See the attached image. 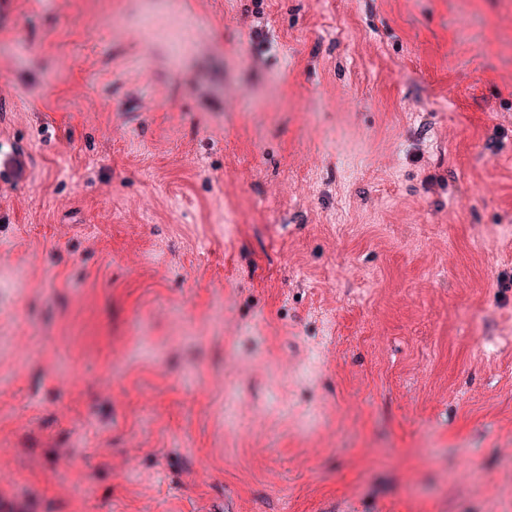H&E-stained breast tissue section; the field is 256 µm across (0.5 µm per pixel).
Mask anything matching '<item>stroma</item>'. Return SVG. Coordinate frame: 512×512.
Here are the masks:
<instances>
[{"label": "stroma", "mask_w": 512, "mask_h": 512, "mask_svg": "<svg viewBox=\"0 0 512 512\" xmlns=\"http://www.w3.org/2000/svg\"><path fill=\"white\" fill-rule=\"evenodd\" d=\"M506 275L512 0H0L19 512H512Z\"/></svg>", "instance_id": "35a3bbf8"}]
</instances>
